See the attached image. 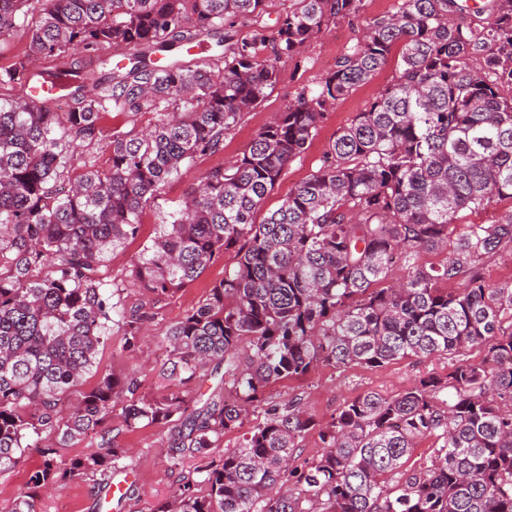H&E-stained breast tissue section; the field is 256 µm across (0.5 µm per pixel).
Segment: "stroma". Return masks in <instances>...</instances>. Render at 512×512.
Wrapping results in <instances>:
<instances>
[{
  "instance_id": "1",
  "label": "stroma",
  "mask_w": 512,
  "mask_h": 512,
  "mask_svg": "<svg viewBox=\"0 0 512 512\" xmlns=\"http://www.w3.org/2000/svg\"><path fill=\"white\" fill-rule=\"evenodd\" d=\"M359 30V24L345 21L324 27L305 49L308 58L306 67L298 70L292 62L281 63L277 86L256 110L246 115L235 134L225 140L223 150L197 160L194 167L170 180L158 197L147 205L138 235L129 240L123 249L113 252L108 261L112 276L120 286L117 297L126 309L148 304L147 297L132 284L128 274L134 257L153 239L160 215L177 206L200 173L242 154L270 116L284 111L297 86L316 82L326 74L336 58L354 42ZM394 75L393 67L384 68L370 83L357 88L337 104L323 122L306 155L289 166L270 193L266 201L268 208H276L291 189L318 169L337 132L349 125L357 112L369 107ZM223 277L224 263L215 261L191 285L163 301L154 318L147 322L143 341L137 350L124 351L123 337L120 333H113L111 341L98 351V374L122 376L132 371L139 383L138 396L150 398L163 393L166 383L161 373L167 360L165 337L168 329L202 302L209 289ZM447 369L448 361L442 356L405 359L379 368L350 365L333 369L320 366L306 377L271 384L266 398L278 402L299 397L317 420L325 422L346 401L358 395L371 391L395 395L409 387L419 376L429 372L443 373ZM108 427L117 445L133 451L132 458L128 460L130 470L123 478L128 493L121 504H110L108 512H148L153 504L167 499L176 485L177 476L171 472L167 462L169 429L163 425L143 423L137 429L130 430L117 414L113 415ZM97 500L94 481L77 478L68 482L63 489L43 496L38 500L36 510L95 512Z\"/></svg>"
}]
</instances>
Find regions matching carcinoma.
Masks as SVG:
<instances>
[{
  "label": "carcinoma",
  "instance_id": "cac0c4a2",
  "mask_svg": "<svg viewBox=\"0 0 512 512\" xmlns=\"http://www.w3.org/2000/svg\"><path fill=\"white\" fill-rule=\"evenodd\" d=\"M398 2L365 20L241 156L199 176L131 265V282L156 305L230 256L224 279L167 331L168 389L139 397L133 376L103 374L65 411L112 330L131 349L153 316L113 300L108 255L137 236L169 179L223 149L276 87L280 63L301 67L312 38L361 19L364 0H0V42L27 40L0 84L22 83L39 60L73 77L66 112L0 102V473L27 448L41 457L8 512H36L45 490L75 476L105 487L123 471L126 451L107 428L118 404L129 430L169 428L177 487L151 512H512V284L484 273L512 245V209L491 224L455 223L463 210L512 200V100L498 94L512 84V0H494L492 19L477 25L448 23L450 9L470 11L457 0ZM277 5L271 32L262 17ZM221 29L220 52L194 61L190 50ZM114 46L132 51L128 63L105 55ZM391 63L392 82L323 164L256 222L328 113ZM111 112L129 126L106 135ZM146 113L156 122L140 129ZM105 136L101 168L84 148ZM435 251L445 260L418 263ZM434 355L448 359L446 373L394 396H357L325 423L297 397H264L320 364ZM206 371L215 390L188 397L182 387ZM263 403L243 443L212 455ZM312 430L324 452L299 470L294 454ZM89 433L99 448L62 458ZM429 437L441 444L407 465Z\"/></svg>",
  "mask_w": 512,
  "mask_h": 512
}]
</instances>
